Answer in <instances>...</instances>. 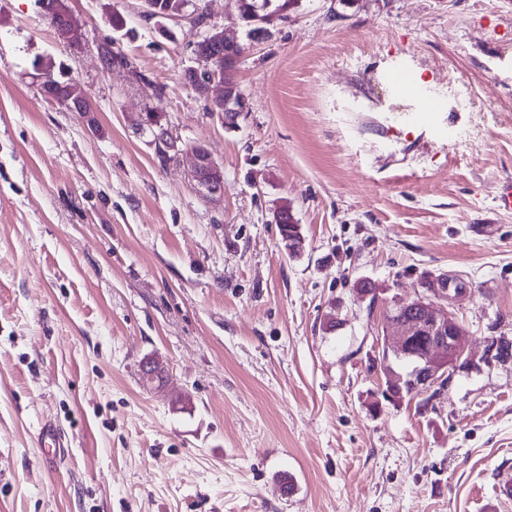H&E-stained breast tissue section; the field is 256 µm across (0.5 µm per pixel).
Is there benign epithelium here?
<instances>
[{"label": "benign epithelium", "instance_id": "obj_1", "mask_svg": "<svg viewBox=\"0 0 512 512\" xmlns=\"http://www.w3.org/2000/svg\"><path fill=\"white\" fill-rule=\"evenodd\" d=\"M192 0L178 2L158 15L151 3H146L145 16L164 20L186 19L195 27H204L195 47V65L187 68L184 79L204 98L211 112L224 116V126L237 127L239 113L244 110V99L234 79V72L243 55V47L237 41L224 37V32L207 23H198L197 11L189 10ZM43 10L49 16L61 14L66 21L64 39L71 51L82 49L77 35V24L64 0H44ZM224 48V62L209 55L207 48ZM38 91L43 98L59 104L68 112H76L82 119L88 117L85 103L88 96L78 81L73 80L59 86V91L50 92L42 85ZM141 129L151 131L152 144L156 150L183 153L179 141L169 130L168 115L158 109L145 113ZM190 176L200 192L210 199L224 197V172L202 145L190 148ZM469 294L467 283L452 274H441L432 279L427 294L413 300L392 299L386 308L388 330L384 331L382 356L395 354L410 365L403 384L382 390V395L395 402L404 395H417L434 390L445 391L450 379V370L460 363L471 364L466 356L465 332L449 308L460 303Z\"/></svg>", "mask_w": 512, "mask_h": 512}]
</instances>
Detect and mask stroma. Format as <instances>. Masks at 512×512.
I'll use <instances>...</instances> for the list:
<instances>
[{"mask_svg": "<svg viewBox=\"0 0 512 512\" xmlns=\"http://www.w3.org/2000/svg\"><path fill=\"white\" fill-rule=\"evenodd\" d=\"M198 3L244 48L233 130L183 78L189 21L68 0L73 53L37 0H0V512H512V362L488 353L512 340V0H294L255 38L232 0ZM48 58L89 120L38 93ZM399 70L441 104L400 129ZM152 108L221 165L223 201L189 155L160 164L136 128ZM446 272L471 288L454 312L476 364L383 401L385 303ZM281 214L288 217H279ZM273 215L276 217H274L276 224H279L280 226L282 240L285 243L286 249L294 251L295 248L298 246V243L295 240H293L292 236L288 233V224L291 225V232L293 234H298V236L301 238V244L303 243L304 238L301 233V227L299 224H297V221L295 220L292 210L288 206V203H283L276 207L273 212ZM37 441L45 448H54L53 452L48 455V459L54 461L60 458L63 448H67L60 431L51 423L44 424L38 434Z\"/></svg>", "mask_w": 512, "mask_h": 512, "instance_id": "obj_1", "label": "stroma"}]
</instances>
